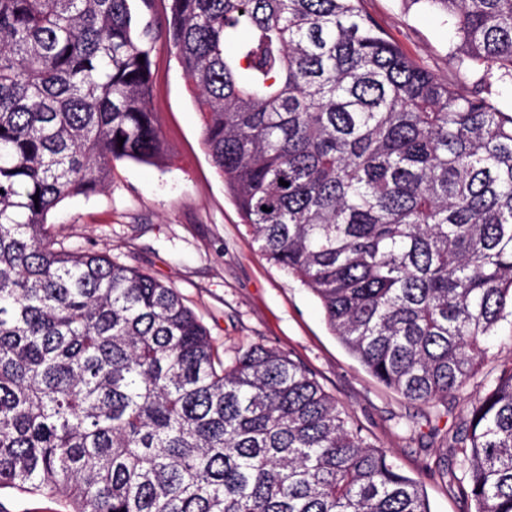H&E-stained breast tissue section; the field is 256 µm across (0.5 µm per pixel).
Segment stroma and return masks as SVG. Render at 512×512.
Listing matches in <instances>:
<instances>
[{"label": "stroma", "mask_w": 512, "mask_h": 512, "mask_svg": "<svg viewBox=\"0 0 512 512\" xmlns=\"http://www.w3.org/2000/svg\"><path fill=\"white\" fill-rule=\"evenodd\" d=\"M364 7L416 62L447 77L454 38L443 18L404 0H364ZM151 70L164 160L115 162L108 187L65 199L48 218L49 233L176 288L224 358L250 344L286 352L314 374L369 442L422 482L431 512H468L448 482L429 471L463 418L462 398L449 397L434 408L409 403L342 345L311 290L274 266L246 234L205 151L202 118L187 80L164 42L151 54ZM485 348L467 393L512 365V327L503 326Z\"/></svg>", "instance_id": "1"}]
</instances>
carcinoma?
<instances>
[{"instance_id":"cac0c4a2","label":"carcinoma","mask_w":512,"mask_h":512,"mask_svg":"<svg viewBox=\"0 0 512 512\" xmlns=\"http://www.w3.org/2000/svg\"><path fill=\"white\" fill-rule=\"evenodd\" d=\"M133 2L0 0V512H430L304 365L225 361L175 288L46 233L113 163L164 157ZM406 2L446 18L453 78L362 0H169L165 36L246 232L379 382L433 406L512 325V112L489 97L512 0ZM449 452L454 494L512 512V366Z\"/></svg>"}]
</instances>
